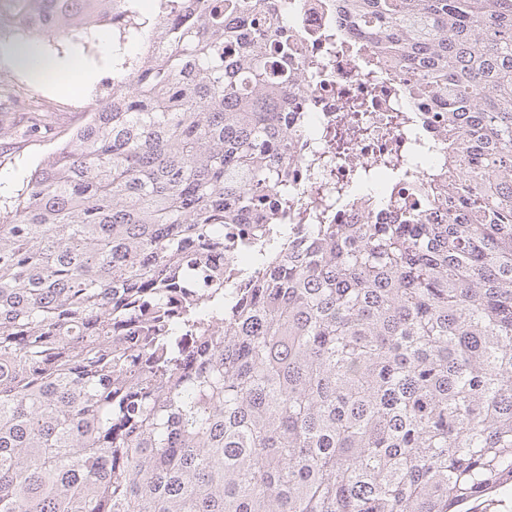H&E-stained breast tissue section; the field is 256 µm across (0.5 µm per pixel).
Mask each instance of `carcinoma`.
I'll list each match as a JSON object with an SVG mask.
<instances>
[{
    "label": "carcinoma",
    "instance_id": "cac0c4a2",
    "mask_svg": "<svg viewBox=\"0 0 512 512\" xmlns=\"http://www.w3.org/2000/svg\"><path fill=\"white\" fill-rule=\"evenodd\" d=\"M147 39L0 214V512H467L512 495V0H336L448 125L397 224L285 249L272 0H8ZM251 242L237 284L210 263Z\"/></svg>",
    "mask_w": 512,
    "mask_h": 512
}]
</instances>
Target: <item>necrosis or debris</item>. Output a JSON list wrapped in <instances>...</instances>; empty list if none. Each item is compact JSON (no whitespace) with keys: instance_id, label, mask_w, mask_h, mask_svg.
Listing matches in <instances>:
<instances>
[{"instance_id":"4bbe7bcc","label":"necrosis or debris","mask_w":512,"mask_h":512,"mask_svg":"<svg viewBox=\"0 0 512 512\" xmlns=\"http://www.w3.org/2000/svg\"><path fill=\"white\" fill-rule=\"evenodd\" d=\"M293 35L299 56L292 64L299 87L288 96L280 121L288 130L282 150L291 159L288 185L302 201L320 197L326 224H384L391 207L374 209L370 199L345 198L341 187L373 161L400 154L413 173H421V158L446 148L437 124L424 121L411 101L410 82L392 65L355 41L349 26L336 15L335 0H290ZM369 97L357 119L365 128L347 154L333 147L346 102Z\"/></svg>"}]
</instances>
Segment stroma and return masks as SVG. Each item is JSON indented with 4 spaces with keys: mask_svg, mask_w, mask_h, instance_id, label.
<instances>
[{
    "mask_svg": "<svg viewBox=\"0 0 512 512\" xmlns=\"http://www.w3.org/2000/svg\"><path fill=\"white\" fill-rule=\"evenodd\" d=\"M19 43L10 23L0 22V197L5 199L16 195L39 163L86 123L96 96L104 94L112 82L100 32L75 43L42 45L47 56L64 59L78 54L99 67L97 81L86 90L33 76L12 55ZM23 101L40 105L41 113L19 110Z\"/></svg>",
    "mask_w": 512,
    "mask_h": 512,
    "instance_id": "obj_1",
    "label": "stroma"
}]
</instances>
